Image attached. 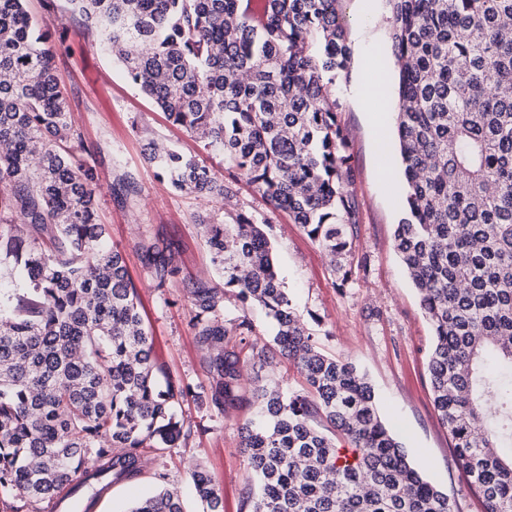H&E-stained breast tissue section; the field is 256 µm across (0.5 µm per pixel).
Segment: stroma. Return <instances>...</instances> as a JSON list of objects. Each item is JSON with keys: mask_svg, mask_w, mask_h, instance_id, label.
I'll list each match as a JSON object with an SVG mask.
<instances>
[{"mask_svg": "<svg viewBox=\"0 0 512 512\" xmlns=\"http://www.w3.org/2000/svg\"><path fill=\"white\" fill-rule=\"evenodd\" d=\"M26 7L59 43L54 68L85 145L77 157L98 173V219L107 226L110 246L126 257L156 359L183 382L208 384L207 366L193 340L192 312L183 285L211 270L199 217L227 222L237 213H246L254 223L270 225L277 269L298 313L321 320L316 329L320 348L367 374L387 426L403 443L414 466L448 494L456 512H481L433 405L427 370L433 331L394 247L393 232L403 216L399 203L403 169L395 123L390 120L377 126L358 100L365 59L370 56L389 78L384 111L396 105L398 74L385 0L339 3L352 59L332 93L341 104L338 117L348 134L352 189L359 201L352 277L344 285L333 275L325 252L303 228L287 213L271 209L246 181H239L233 198L225 202L173 191L145 158L149 140L175 146L220 179L225 176L222 156L169 122L112 62L98 36L69 15L66 0H27ZM125 178L131 181L130 190L115 192V185ZM144 235L176 250L180 273L167 287H156L139 259L138 243ZM251 414L247 407L220 411L186 403L184 419L205 426V433L194 434L165 454H149L139 480L113 485L94 512H126L132 500L162 485L181 495L187 512H202L191 480L192 471L199 467L214 476L224 512H250L243 489L251 471L238 441L239 429Z\"/></svg>", "mask_w": 512, "mask_h": 512, "instance_id": "35a3bbf8", "label": "stroma"}]
</instances>
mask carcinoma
Listing matches in <instances>:
<instances>
[{"label":"carcinoma","mask_w":512,"mask_h":512,"mask_svg":"<svg viewBox=\"0 0 512 512\" xmlns=\"http://www.w3.org/2000/svg\"><path fill=\"white\" fill-rule=\"evenodd\" d=\"M26 0H0V502L54 512L62 493L135 479L145 455L203 432L187 400L242 399L256 368L255 417L238 448L251 512H454L384 425L371 383L325 354L293 306L269 228L238 213L200 218L217 288L184 286L209 385L173 379L154 356L123 253L98 222L96 172L53 67L55 45ZM127 78L169 121L224 156L229 181L150 141L147 160L177 191L227 199L246 180L345 265L359 224L346 133L332 97L351 60L339 0H66ZM398 74L403 217L395 247L433 328V401L482 512H512V0H386ZM141 263L163 288L176 253L149 236ZM263 311L276 354L250 340L247 312L224 319L226 289ZM303 386L262 377L275 357ZM192 479L224 512L209 471ZM130 512H184L164 490Z\"/></svg>","instance_id":"cac0c4a2"}]
</instances>
